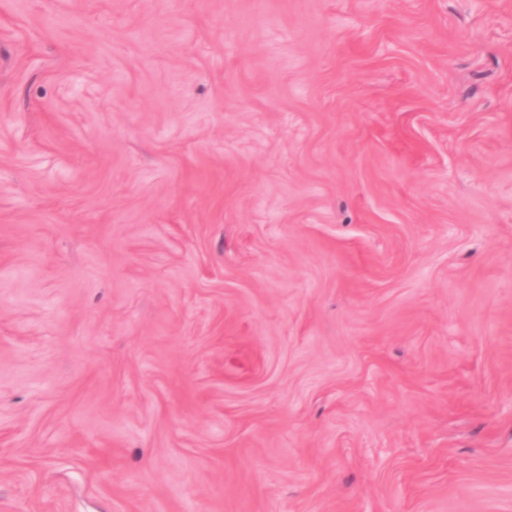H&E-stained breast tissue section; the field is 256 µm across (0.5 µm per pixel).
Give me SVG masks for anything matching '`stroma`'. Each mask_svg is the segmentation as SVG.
Segmentation results:
<instances>
[{"label": "stroma", "instance_id": "1", "mask_svg": "<svg viewBox=\"0 0 512 512\" xmlns=\"http://www.w3.org/2000/svg\"><path fill=\"white\" fill-rule=\"evenodd\" d=\"M0 512H512V0H0Z\"/></svg>", "mask_w": 512, "mask_h": 512}]
</instances>
